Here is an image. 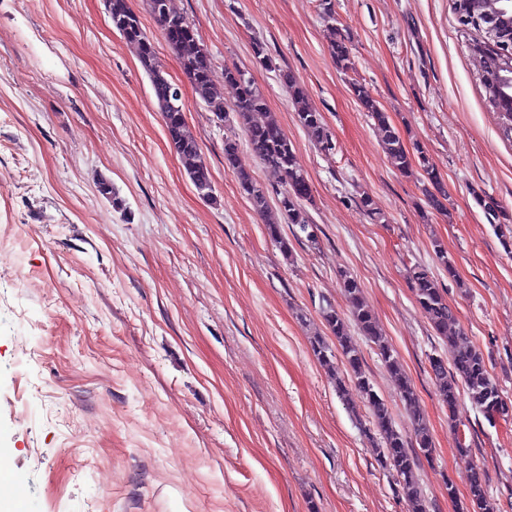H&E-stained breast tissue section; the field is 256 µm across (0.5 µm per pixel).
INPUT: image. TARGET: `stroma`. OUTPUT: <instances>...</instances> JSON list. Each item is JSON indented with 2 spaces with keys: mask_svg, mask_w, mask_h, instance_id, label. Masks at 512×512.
<instances>
[{
  "mask_svg": "<svg viewBox=\"0 0 512 512\" xmlns=\"http://www.w3.org/2000/svg\"><path fill=\"white\" fill-rule=\"evenodd\" d=\"M334 2L330 20L320 0H170L213 58L216 93L229 94L225 66L247 69L308 176L319 244L293 242L287 259L225 167V140L269 193L279 175L234 116L217 120L187 85L186 123L212 174L214 198H201L106 0H0V452L31 512H410L362 433V398L339 397L311 349L321 300L346 308L344 271L429 422L435 456L418 475L430 512H460L476 463L495 512H512V419L489 426L464 395L455 412L443 406L428 356L448 349L408 279L414 264L432 269L512 401V249L498 232L512 225V143L483 102L450 0ZM334 30L350 39L351 73L330 54ZM256 40L275 69L256 63ZM282 69L333 152L296 123ZM353 79L406 144L425 148L447 215L427 209L420 173L388 161ZM103 180L124 210L99 193ZM363 191L385 223L364 215ZM359 346L410 432L388 372Z\"/></svg>",
  "mask_w": 512,
  "mask_h": 512,
  "instance_id": "obj_1",
  "label": "stroma"
}]
</instances>
